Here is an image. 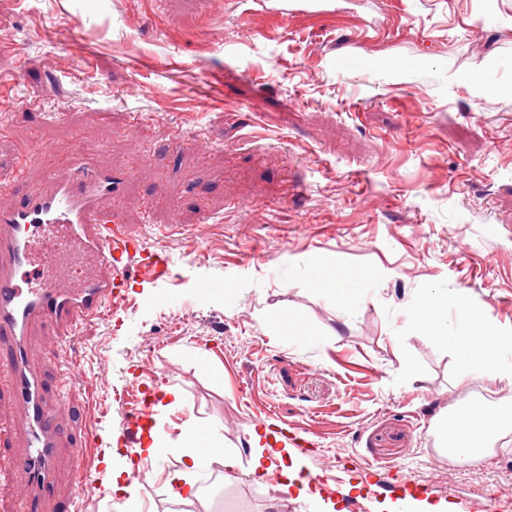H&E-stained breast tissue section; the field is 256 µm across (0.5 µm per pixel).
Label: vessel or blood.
I'll return each mask as SVG.
<instances>
[{"mask_svg": "<svg viewBox=\"0 0 512 512\" xmlns=\"http://www.w3.org/2000/svg\"><path fill=\"white\" fill-rule=\"evenodd\" d=\"M28 170L21 165L13 181L0 184L1 192L21 194L11 208L0 209V394L15 402L25 427L18 494L31 503L52 487L64 411L63 404L48 403V384L31 364L34 326L48 324L73 339L81 322L111 318L131 282L168 273L169 259L145 250L114 208L129 171L97 166L81 146L49 193L26 190ZM118 422L124 447L134 448L143 428L140 412L123 411ZM96 444V435L85 434L71 442L69 453L78 489L101 495V476L85 464Z\"/></svg>", "mask_w": 512, "mask_h": 512, "instance_id": "obj_1", "label": "vessel or blood"}]
</instances>
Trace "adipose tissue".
<instances>
[{
	"mask_svg": "<svg viewBox=\"0 0 512 512\" xmlns=\"http://www.w3.org/2000/svg\"><path fill=\"white\" fill-rule=\"evenodd\" d=\"M407 321L415 335L453 351L462 368L457 394L432 423L436 452L471 466L485 464L497 436L512 430V336L497 335L462 289H429L408 311ZM476 379L497 384L501 398L474 397L467 386Z\"/></svg>",
	"mask_w": 512,
	"mask_h": 512,
	"instance_id": "obj_1",
	"label": "adipose tissue"
}]
</instances>
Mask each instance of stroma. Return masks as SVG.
Returning <instances> with one entry per match:
<instances>
[{
    "mask_svg": "<svg viewBox=\"0 0 512 512\" xmlns=\"http://www.w3.org/2000/svg\"><path fill=\"white\" fill-rule=\"evenodd\" d=\"M153 2L0 0V178L31 150L38 186L96 147L133 167L123 219L171 259L115 325L83 327L64 433L116 441L104 412L181 392L152 412L172 451L121 512H269L281 473L247 475L263 420L312 477L279 512H503L512 432L479 467L435 452L460 370L405 313L462 288L512 336V0ZM191 417L240 480L197 469L182 502L167 477Z\"/></svg>",
    "mask_w": 512,
    "mask_h": 512,
    "instance_id": "stroma-1",
    "label": "stroma"
}]
</instances>
